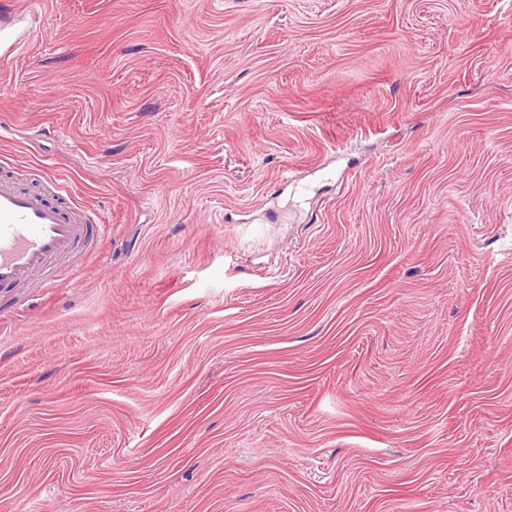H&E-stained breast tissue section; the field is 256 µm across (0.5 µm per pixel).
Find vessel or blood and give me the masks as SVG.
<instances>
[{
	"label": "vessel or blood",
	"instance_id": "vessel-or-blood-1",
	"mask_svg": "<svg viewBox=\"0 0 512 512\" xmlns=\"http://www.w3.org/2000/svg\"><path fill=\"white\" fill-rule=\"evenodd\" d=\"M21 13L16 0H7L0 10L1 64L29 42L28 35L13 27L14 17ZM92 232L82 210L54 205L43 194L0 180V288L19 286L36 271L44 272L45 287H57V279L46 273L48 265L73 252Z\"/></svg>",
	"mask_w": 512,
	"mask_h": 512
}]
</instances>
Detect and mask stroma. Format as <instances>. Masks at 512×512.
I'll list each match as a JSON object with an SVG mask.
<instances>
[{
    "instance_id": "obj_1",
    "label": "stroma",
    "mask_w": 512,
    "mask_h": 512,
    "mask_svg": "<svg viewBox=\"0 0 512 512\" xmlns=\"http://www.w3.org/2000/svg\"><path fill=\"white\" fill-rule=\"evenodd\" d=\"M20 3L0 512H512V0ZM83 213L0 180V288L19 286L92 237L94 224Z\"/></svg>"
}]
</instances>
